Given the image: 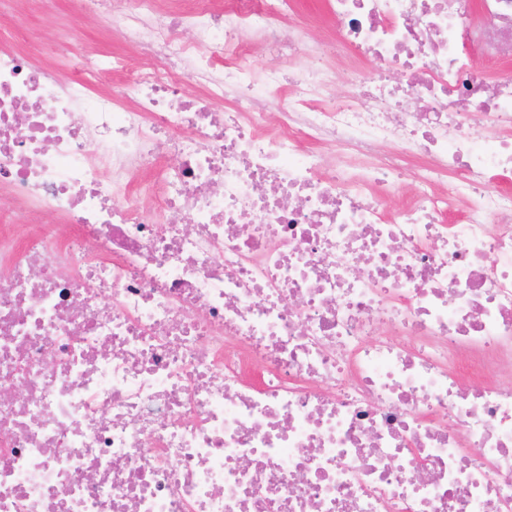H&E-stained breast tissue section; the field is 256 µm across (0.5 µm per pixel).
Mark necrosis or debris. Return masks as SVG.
Masks as SVG:
<instances>
[{"label":"necrosis or debris","instance_id":"necrosis-or-debris-1","mask_svg":"<svg viewBox=\"0 0 512 512\" xmlns=\"http://www.w3.org/2000/svg\"><path fill=\"white\" fill-rule=\"evenodd\" d=\"M298 2L0 46V512H512V0Z\"/></svg>","mask_w":512,"mask_h":512}]
</instances>
